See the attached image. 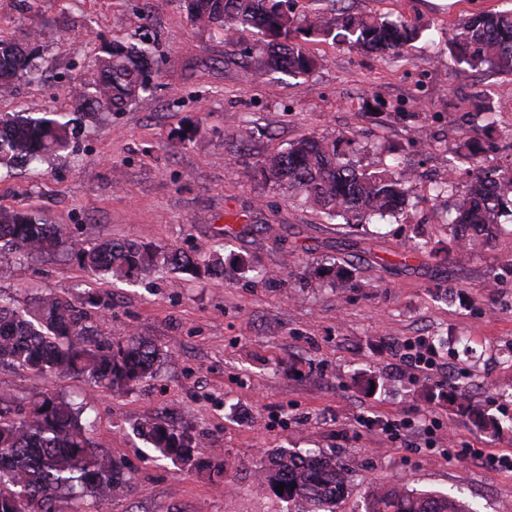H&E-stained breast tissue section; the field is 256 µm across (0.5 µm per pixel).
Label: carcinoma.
Wrapping results in <instances>:
<instances>
[{
	"label": "carcinoma",
	"instance_id": "1",
	"mask_svg": "<svg viewBox=\"0 0 512 512\" xmlns=\"http://www.w3.org/2000/svg\"><path fill=\"white\" fill-rule=\"evenodd\" d=\"M190 23L218 31L234 43L257 28L269 38L260 65L267 71L305 75L319 59L307 43L332 40L367 52L388 55L418 40L427 26L355 16L338 9L327 16L300 17L293 0H180ZM448 49L472 70L512 74V12H479L452 28ZM95 76L66 86L65 108L38 115L0 113V167L37 169L46 159L70 149L77 115L123 112L154 88V46L114 42L98 58ZM38 56L14 39H0V89L24 77L38 78ZM261 181L302 197L330 220L365 224L395 217L410 205L413 174L397 165L364 170L338 149L335 140L306 136L286 150L257 162ZM512 216V166L471 176L468 193L448 220L456 246L478 251L499 231L500 218ZM62 251L79 266L102 276L129 278L149 270L224 274V260H190L178 249L158 250L133 241L87 244L67 238L45 219L0 208V257H31ZM93 296L76 301L38 292L23 306L0 293V364L40 376L84 378L107 388L133 386L153 376L163 357L155 344L137 336L101 342L87 325ZM83 408L50 392L23 400L0 392V512H83L78 500L93 498L103 487H119L121 467L99 452L89 437ZM161 456L194 460L192 440L160 425L141 429ZM260 485L286 484L280 499L299 505L297 512H336L348 487V472L336 457L279 448L270 465L258 470ZM363 512H473L454 497L399 485L374 487Z\"/></svg>",
	"mask_w": 512,
	"mask_h": 512
}]
</instances>
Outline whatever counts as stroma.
Listing matches in <instances>:
<instances>
[{"mask_svg": "<svg viewBox=\"0 0 512 512\" xmlns=\"http://www.w3.org/2000/svg\"><path fill=\"white\" fill-rule=\"evenodd\" d=\"M351 12L425 24L403 58L330 41L309 43L324 61L310 75L267 74L250 52L258 31L232 46L192 26L178 0H0V37L32 28L38 82L0 91L1 112L39 113L63 103L72 76H92L102 46L149 39L157 89L106 120L82 118L75 151L43 164L39 177L0 172V207L48 218L88 243L112 239L219 253L222 278L146 272L99 280L62 253L0 261V292L19 300L43 290L94 294L91 325L102 337H141L168 352L153 378L132 389L42 377L0 365V391H51L86 404L95 448L123 468L122 489H104L105 512H285L255 472L278 448H318L349 473L336 512H360L371 486L447 494L475 512L512 503V471L482 465L478 451L512 454V223L474 256L455 249L446 209L465 196L451 154L461 134L483 138L481 111L497 131L485 167L512 164V76L457 65L448 32L469 14L511 11L512 0H346ZM253 135L238 136L245 126ZM431 147L418 154L417 132ZM314 133L355 138L366 169L416 172V208L367 229L326 221L262 182L257 161ZM451 182L432 198V182ZM267 232H248L251 224ZM450 250L395 267L417 241ZM346 261L348 275L327 268ZM247 259L251 272L235 267ZM286 282L275 288L262 271ZM492 291H484L487 275ZM426 338L438 371L415 372L406 346ZM375 381L366 388L364 378ZM467 387L473 406L451 402ZM500 419L479 428L476 413ZM406 422L400 436L388 421ZM151 421L196 442L195 465L159 457L139 435ZM447 448H468L463 459ZM220 462L213 480L205 466Z\"/></svg>", "mask_w": 512, "mask_h": 512, "instance_id": "1", "label": "stroma"}]
</instances>
